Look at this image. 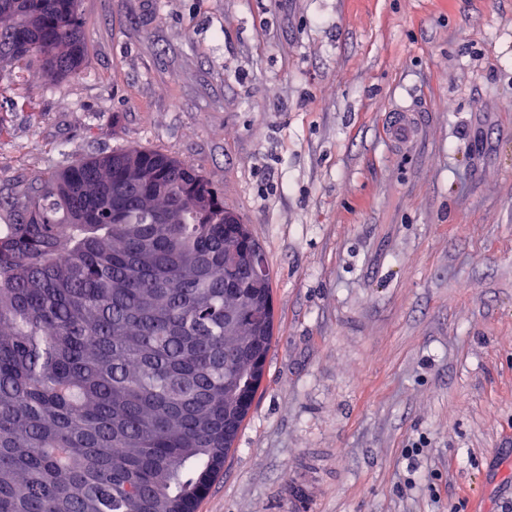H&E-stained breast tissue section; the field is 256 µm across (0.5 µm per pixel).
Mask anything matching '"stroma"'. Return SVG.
<instances>
[{"label": "stroma", "mask_w": 512, "mask_h": 512, "mask_svg": "<svg viewBox=\"0 0 512 512\" xmlns=\"http://www.w3.org/2000/svg\"><path fill=\"white\" fill-rule=\"evenodd\" d=\"M82 19V72L0 79V188L159 147L271 270L265 376L197 512H512V0H82ZM400 98L422 107L409 152L386 131Z\"/></svg>", "instance_id": "stroma-1"}]
</instances>
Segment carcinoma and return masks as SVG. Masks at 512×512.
<instances>
[{
  "label": "carcinoma",
  "mask_w": 512,
  "mask_h": 512,
  "mask_svg": "<svg viewBox=\"0 0 512 512\" xmlns=\"http://www.w3.org/2000/svg\"><path fill=\"white\" fill-rule=\"evenodd\" d=\"M82 0H0V72L78 74ZM0 512H172L232 450L274 335L269 265L224 193L156 148L0 192ZM240 263H224L226 247Z\"/></svg>",
  "instance_id": "carcinoma-1"
}]
</instances>
